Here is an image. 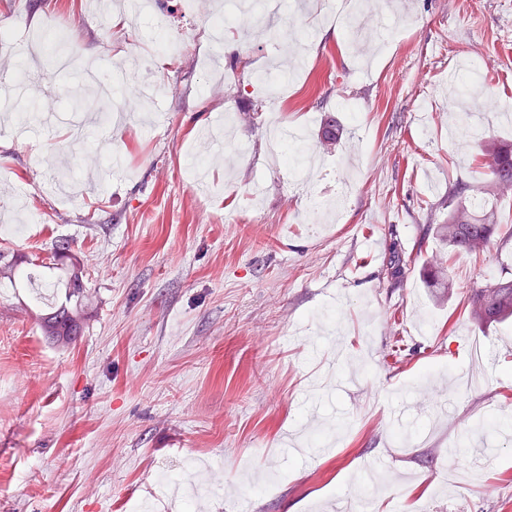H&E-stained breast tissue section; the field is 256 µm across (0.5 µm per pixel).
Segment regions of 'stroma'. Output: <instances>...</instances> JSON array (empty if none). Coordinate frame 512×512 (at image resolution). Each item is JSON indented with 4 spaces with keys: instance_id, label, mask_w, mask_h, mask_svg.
I'll list each match as a JSON object with an SVG mask.
<instances>
[{
    "instance_id": "stroma-1",
    "label": "stroma",
    "mask_w": 512,
    "mask_h": 512,
    "mask_svg": "<svg viewBox=\"0 0 512 512\" xmlns=\"http://www.w3.org/2000/svg\"><path fill=\"white\" fill-rule=\"evenodd\" d=\"M153 2L181 56L151 65L160 93L142 105L127 68L149 42L115 36L124 0H0L14 34L0 88L33 51L42 116L0 111V252L18 259L0 279V512H328L364 500L356 479L381 456L368 512H512V438L476 427L512 409V321L464 311L471 288L512 272V197L494 208L506 246L454 258L437 232L449 186L484 182L479 140L512 142L498 112L474 140L448 137L471 107L451 80L469 58L480 97L512 106V0H373L399 20L387 52L353 40L351 12L323 21L278 0L262 31L246 19L225 35L214 75L196 54L225 0ZM54 35L71 68L49 63ZM86 62L130 106L114 123L98 122L95 87L65 104ZM271 68L287 87L256 84ZM227 112L246 155L210 137ZM330 116L343 135L310 175L273 165L272 124L315 148ZM110 152L122 166L105 174ZM341 184L340 214L309 212ZM59 239L87 284L67 345L39 327L64 269L23 279ZM396 248L410 257L398 284ZM444 259L449 290L427 282Z\"/></svg>"
}]
</instances>
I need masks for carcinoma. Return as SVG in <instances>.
Returning <instances> with one entry per match:
<instances>
[{
  "label": "carcinoma",
  "instance_id": "carcinoma-1",
  "mask_svg": "<svg viewBox=\"0 0 512 512\" xmlns=\"http://www.w3.org/2000/svg\"><path fill=\"white\" fill-rule=\"evenodd\" d=\"M477 166L488 177L486 186L476 194L492 198L512 189V143L484 140L476 155ZM468 187L459 185L448 191V223L439 232L448 241L453 256H475L494 245L497 224L494 213L477 209L467 194ZM70 250L69 243L59 242L50 248V263L67 269L66 301L39 317L44 335L57 342L69 343L77 338L85 324L82 299L86 293L83 269L77 258L59 250ZM469 316L480 324L503 323L512 319V279L500 278L483 288H476L468 299Z\"/></svg>",
  "mask_w": 512,
  "mask_h": 512
}]
</instances>
